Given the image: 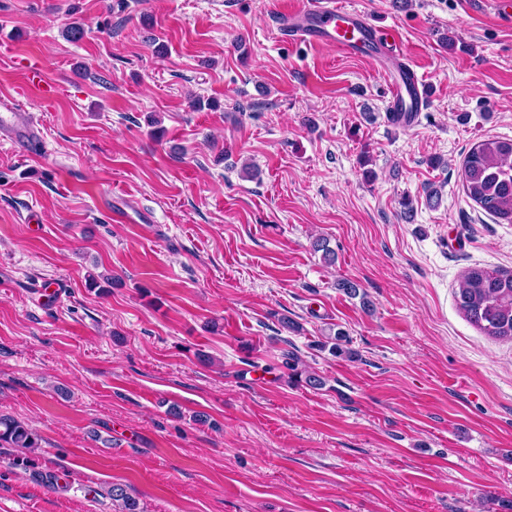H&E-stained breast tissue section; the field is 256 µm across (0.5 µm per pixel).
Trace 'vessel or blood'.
<instances>
[{"label":"vessel or blood","mask_w":512,"mask_h":512,"mask_svg":"<svg viewBox=\"0 0 512 512\" xmlns=\"http://www.w3.org/2000/svg\"><path fill=\"white\" fill-rule=\"evenodd\" d=\"M283 39L309 45L328 43L345 57L366 56L377 62L389 87L387 118L398 125L411 124L424 111L426 94L422 80L399 38L390 30L370 23L361 10L338 5L336 0H297L277 15ZM0 134L13 147L31 156L45 149L41 128L22 119L14 99H0Z\"/></svg>","instance_id":"obj_1"}]
</instances>
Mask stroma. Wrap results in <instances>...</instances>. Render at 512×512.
<instances>
[{
  "label": "stroma",
  "instance_id": "obj_1",
  "mask_svg": "<svg viewBox=\"0 0 512 512\" xmlns=\"http://www.w3.org/2000/svg\"><path fill=\"white\" fill-rule=\"evenodd\" d=\"M277 2L0 0V96L46 140L0 143V414L42 438L0 447V512H116L112 485L142 512H512V343L454 297L512 270L461 177L512 139V22L344 0L426 83L402 127L374 63L282 40Z\"/></svg>",
  "mask_w": 512,
  "mask_h": 512
}]
</instances>
